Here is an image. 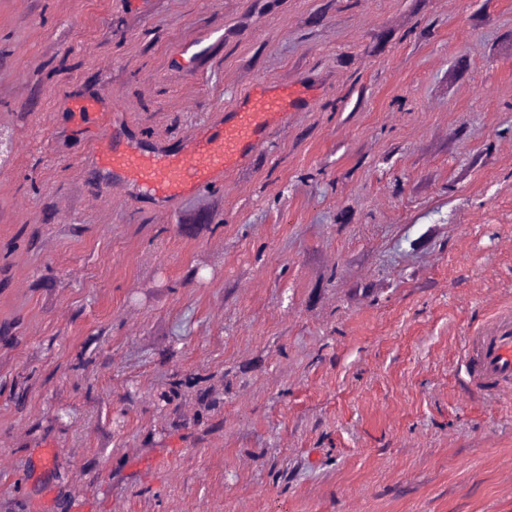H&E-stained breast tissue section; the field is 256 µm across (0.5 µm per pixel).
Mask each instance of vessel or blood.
Returning a JSON list of instances; mask_svg holds the SVG:
<instances>
[{"mask_svg": "<svg viewBox=\"0 0 512 512\" xmlns=\"http://www.w3.org/2000/svg\"><path fill=\"white\" fill-rule=\"evenodd\" d=\"M305 101L300 90L285 87L275 92L262 81L225 113L221 127L181 150H144L122 140L113 122L97 127L95 144L113 178L171 205L222 182L225 172L249 165L254 142L267 138ZM468 351L476 385L492 392L512 389L511 314L500 315L470 336Z\"/></svg>", "mask_w": 512, "mask_h": 512, "instance_id": "obj_1", "label": "vessel or blood"}]
</instances>
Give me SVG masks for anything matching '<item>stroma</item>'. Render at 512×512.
<instances>
[{"label": "stroma", "instance_id": "35a3bbf8", "mask_svg": "<svg viewBox=\"0 0 512 512\" xmlns=\"http://www.w3.org/2000/svg\"><path fill=\"white\" fill-rule=\"evenodd\" d=\"M263 80L307 105L174 208L73 112L176 149ZM0 131V512H512L458 371L512 307V0H0Z\"/></svg>", "mask_w": 512, "mask_h": 512}]
</instances>
